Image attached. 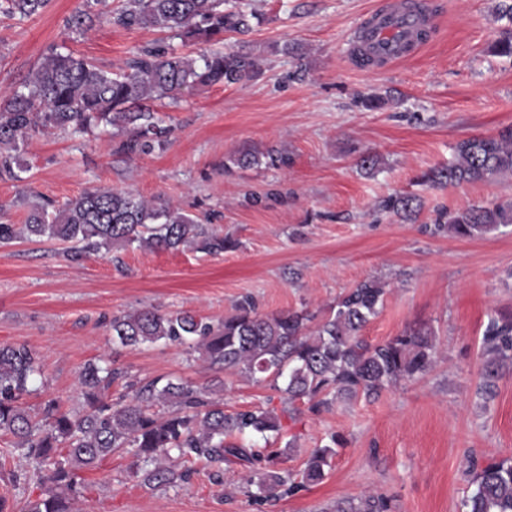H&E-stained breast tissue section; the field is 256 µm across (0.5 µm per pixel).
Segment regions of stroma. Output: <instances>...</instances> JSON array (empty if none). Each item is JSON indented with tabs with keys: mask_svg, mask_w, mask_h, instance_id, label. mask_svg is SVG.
<instances>
[{
	"mask_svg": "<svg viewBox=\"0 0 512 512\" xmlns=\"http://www.w3.org/2000/svg\"><path fill=\"white\" fill-rule=\"evenodd\" d=\"M120 2L50 0L36 17L0 13V91L20 88L52 45L115 70L135 48L161 40L153 29L110 23ZM237 2L252 12L251 28L226 33L224 46L257 57L258 73L154 101L170 129L163 149L132 159L120 150L121 132L55 131L24 145L19 180L0 179V203L14 224L40 197L62 205L107 187L165 199L237 242L219 256L128 248L78 263L60 257L55 241L0 244V344L29 346L44 373L24 403L35 411L58 396L83 412L79 372L102 360L140 380L169 376L211 387L228 413L282 410L281 393L207 369L188 345L113 348L112 317L156 309L220 320L246 296L262 313L316 311L377 276L390 290L364 336L379 343L408 327H433L436 365L376 400L283 419L297 439L283 462L293 473L331 433L344 435L323 482L258 507L231 474L204 463H189L188 480L158 487L131 477V455H112L79 470L85 487L74 512H320L370 491L395 495L397 512H461L470 460L512 458V371L491 394L479 392L483 325L492 312L512 310V232L459 239L431 229L448 212L512 198V178L441 188L417 179L448 163L459 140L512 128V57L490 51L512 37V20L498 17L499 0H428L436 13L428 44L393 65L364 69L349 61L350 40L383 0ZM84 6L95 21L76 35L65 21ZM368 94L385 105L367 109ZM270 149L287 155L288 166L234 162ZM366 153L379 159L370 174L358 166ZM396 193L415 195L419 210L406 219L383 211L381 201ZM9 451L0 437V497L8 512H19L46 485Z\"/></svg>",
	"mask_w": 512,
	"mask_h": 512,
	"instance_id": "1",
	"label": "stroma"
}]
</instances>
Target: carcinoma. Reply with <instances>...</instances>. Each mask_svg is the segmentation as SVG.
<instances>
[{
  "label": "carcinoma",
  "instance_id": "carcinoma-1",
  "mask_svg": "<svg viewBox=\"0 0 512 512\" xmlns=\"http://www.w3.org/2000/svg\"><path fill=\"white\" fill-rule=\"evenodd\" d=\"M228 0H122L113 16L124 28H152L184 40L222 42L227 32H245L250 15L226 9ZM49 0H0V12L32 17L45 11ZM93 23L91 11L77 10L66 26L81 31ZM255 58L232 50L212 51L192 58L159 41L138 48L126 68L114 72L53 47L31 72L23 89L0 94V178L17 180L21 150L27 139L48 129L89 134L112 127L127 134L122 149L147 155L163 147L167 128L146 105L174 99L195 86L237 84L254 75ZM282 167L288 159L277 151L260 157L242 154L240 165ZM512 178V129L496 135L458 141L448 164L423 173L430 187ZM416 198L395 194L382 201L383 210L408 216ZM512 228V201L493 202L448 212L434 232L474 238ZM46 239L70 244L63 256L78 261L90 252L116 247L177 250L190 247L217 256L236 247L227 236L161 200H146L131 191L93 189L63 207L45 200L31 205L24 223L0 220V242ZM387 283L378 277L358 282L318 313L283 310L271 315L257 311L246 297L235 313L213 321L190 311H135L112 317V341L122 347L165 343L189 344L208 367L266 382L289 404L297 401L320 414L341 401H370L385 390L428 374L435 366L434 332L407 328L381 343H371L363 330L384 305ZM482 379L487 394L496 380L512 369V311L488 316L480 340ZM41 375L36 354L20 344L0 345V436L11 437L12 451L27 461L49 467L44 497L27 502L21 512H73L77 471L116 453L128 451L130 473L148 485L184 480L166 464L177 458L199 460L243 472L242 484L256 487L252 503L261 505L280 493H292L319 482L332 467L338 434L313 449L298 474L279 464L295 447L282 440L275 411L254 406L231 414L206 389L182 379L155 377L140 386L119 367L86 364L79 374L88 410L74 414L60 397H51L34 413L22 399ZM120 380L135 389L126 402L112 401V385ZM472 490L462 512H512V460L472 466ZM324 512H393L392 498L368 493L342 498Z\"/></svg>",
  "mask_w": 512,
  "mask_h": 512
}]
</instances>
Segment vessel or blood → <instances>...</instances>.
<instances>
[{
	"mask_svg": "<svg viewBox=\"0 0 512 512\" xmlns=\"http://www.w3.org/2000/svg\"><path fill=\"white\" fill-rule=\"evenodd\" d=\"M434 27L433 16L418 0H392L364 18L357 46L387 65L406 59L418 48L422 34Z\"/></svg>",
	"mask_w": 512,
	"mask_h": 512,
	"instance_id": "b4317fda",
	"label": "vessel or blood"
}]
</instances>
